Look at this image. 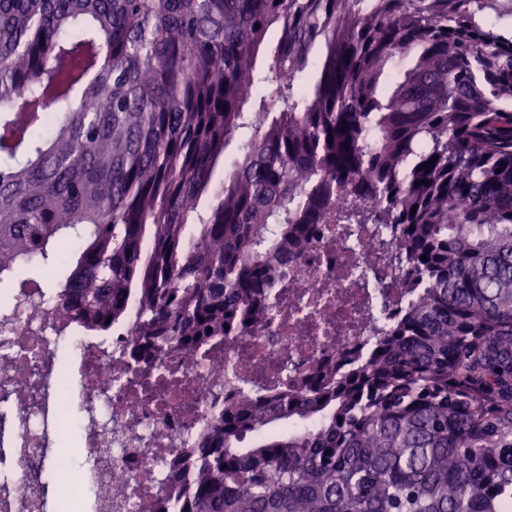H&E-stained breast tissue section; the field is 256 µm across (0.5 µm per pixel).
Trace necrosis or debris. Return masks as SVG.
Listing matches in <instances>:
<instances>
[{
	"label": "necrosis or debris",
	"instance_id": "necrosis-or-debris-1",
	"mask_svg": "<svg viewBox=\"0 0 512 512\" xmlns=\"http://www.w3.org/2000/svg\"><path fill=\"white\" fill-rule=\"evenodd\" d=\"M387 224H326L288 264L280 300L219 356L174 350L132 391L130 327L90 336L53 289L0 302V512H153L168 462L224 407L365 351L412 294L378 250Z\"/></svg>",
	"mask_w": 512,
	"mask_h": 512
}]
</instances>
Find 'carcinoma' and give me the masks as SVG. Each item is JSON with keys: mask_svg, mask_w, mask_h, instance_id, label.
Masks as SVG:
<instances>
[{"mask_svg": "<svg viewBox=\"0 0 512 512\" xmlns=\"http://www.w3.org/2000/svg\"><path fill=\"white\" fill-rule=\"evenodd\" d=\"M506 18L512 0H0V277L63 269L60 306L92 335L132 324L137 359L243 335L321 224L393 225L417 283L365 355L225 408L170 464L179 512H512Z\"/></svg>", "mask_w": 512, "mask_h": 512, "instance_id": "obj_1", "label": "carcinoma"}]
</instances>
